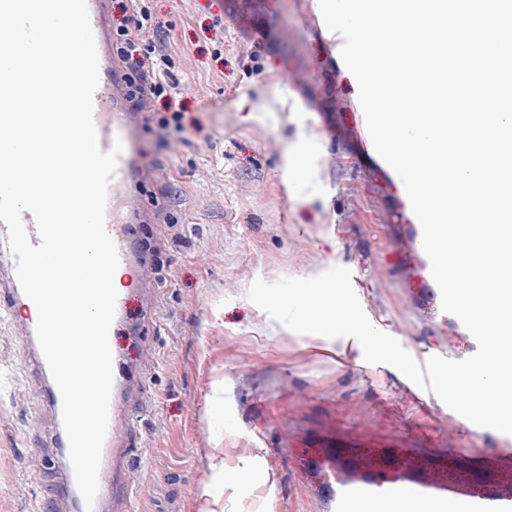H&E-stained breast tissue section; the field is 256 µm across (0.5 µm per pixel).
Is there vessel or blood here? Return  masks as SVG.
I'll use <instances>...</instances> for the list:
<instances>
[{"label":"vessel or blood","mask_w":512,"mask_h":512,"mask_svg":"<svg viewBox=\"0 0 512 512\" xmlns=\"http://www.w3.org/2000/svg\"><path fill=\"white\" fill-rule=\"evenodd\" d=\"M87 7L99 58V84L93 97V118L100 148L106 152L114 143L122 145L108 188L105 224L116 246L120 269L134 271L136 287L145 289L149 286V255L146 250L135 248L131 239L133 225L151 221L150 212L142 207L134 188L136 175L131 161L133 145L142 130L144 111L132 107L129 102L130 87L115 53L107 0H87ZM129 380L121 362H114L109 426L102 448L99 489L93 507H86L73 470H65L60 479L63 499L72 512L113 510L115 452L123 447V432L131 426L126 401Z\"/></svg>","instance_id":"b4317fda"}]
</instances>
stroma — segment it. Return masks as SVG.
Returning <instances> with one entry per match:
<instances>
[{"mask_svg": "<svg viewBox=\"0 0 512 512\" xmlns=\"http://www.w3.org/2000/svg\"><path fill=\"white\" fill-rule=\"evenodd\" d=\"M171 58L166 96H144L135 189L152 210L156 303L126 294L112 347L140 371L116 512H340L361 487L335 454L394 450L399 485L454 498L512 489V435L477 428L351 337L294 332L248 298L255 279L352 273L370 322L418 362L478 345L430 300L400 177L375 152L344 39L314 33L319 0H146ZM183 131L162 128L172 110ZM299 164L302 179L289 166ZM0 310V512H52L58 475L34 473L55 423L47 386Z\"/></svg>", "mask_w": 512, "mask_h": 512, "instance_id": "stroma-1", "label": "stroma"}]
</instances>
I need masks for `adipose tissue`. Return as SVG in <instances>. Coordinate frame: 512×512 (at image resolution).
I'll use <instances>...</instances> for the list:
<instances>
[{"instance_id": "obj_1", "label": "adipose tissue", "mask_w": 512, "mask_h": 512, "mask_svg": "<svg viewBox=\"0 0 512 512\" xmlns=\"http://www.w3.org/2000/svg\"><path fill=\"white\" fill-rule=\"evenodd\" d=\"M343 512H478L468 500L429 498L406 486L377 493L364 488L351 490Z\"/></svg>"}]
</instances>
